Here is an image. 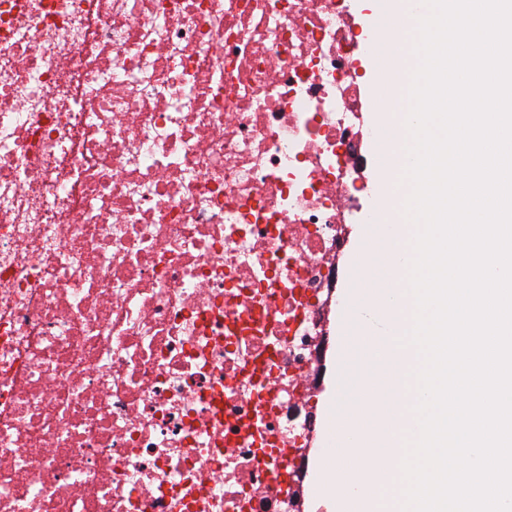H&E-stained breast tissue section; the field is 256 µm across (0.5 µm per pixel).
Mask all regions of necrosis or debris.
Masks as SVG:
<instances>
[{"instance_id":"obj_1","label":"necrosis or debris","mask_w":512,"mask_h":512,"mask_svg":"<svg viewBox=\"0 0 512 512\" xmlns=\"http://www.w3.org/2000/svg\"><path fill=\"white\" fill-rule=\"evenodd\" d=\"M367 24L0 0V512H305Z\"/></svg>"}]
</instances>
